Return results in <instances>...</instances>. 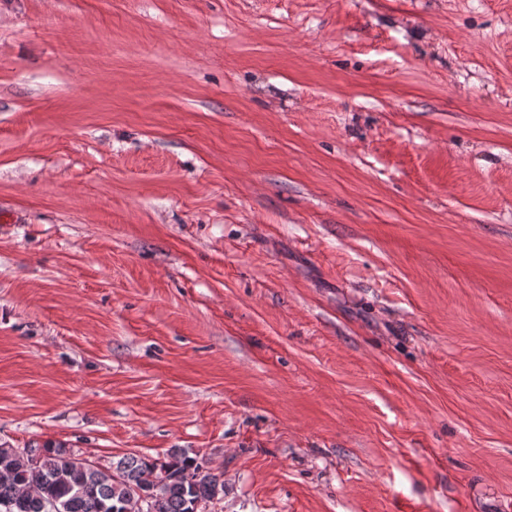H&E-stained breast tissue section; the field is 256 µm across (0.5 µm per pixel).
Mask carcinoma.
Instances as JSON below:
<instances>
[{
  "instance_id": "carcinoma-1",
  "label": "carcinoma",
  "mask_w": 512,
  "mask_h": 512,
  "mask_svg": "<svg viewBox=\"0 0 512 512\" xmlns=\"http://www.w3.org/2000/svg\"><path fill=\"white\" fill-rule=\"evenodd\" d=\"M32 465L24 451L0 444L1 504L11 512H118L144 499V512H190L224 496V481L203 463L172 452L147 459L129 453L101 469L61 444L38 448Z\"/></svg>"
}]
</instances>
